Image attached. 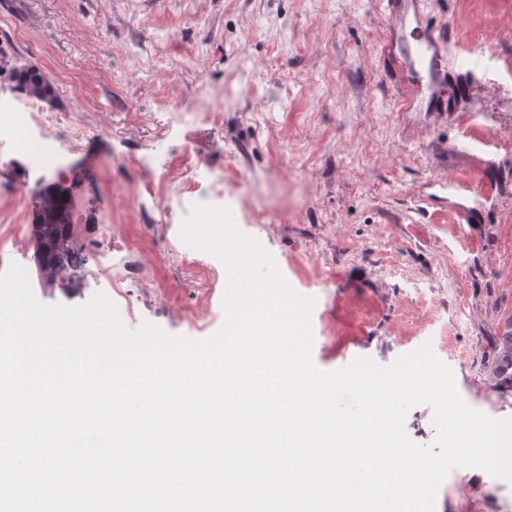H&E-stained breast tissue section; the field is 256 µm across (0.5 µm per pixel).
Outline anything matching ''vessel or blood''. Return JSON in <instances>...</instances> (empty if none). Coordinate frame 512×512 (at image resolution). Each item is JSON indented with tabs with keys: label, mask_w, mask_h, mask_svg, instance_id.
Segmentation results:
<instances>
[{
	"label": "vessel or blood",
	"mask_w": 512,
	"mask_h": 512,
	"mask_svg": "<svg viewBox=\"0 0 512 512\" xmlns=\"http://www.w3.org/2000/svg\"><path fill=\"white\" fill-rule=\"evenodd\" d=\"M388 25L384 63L404 90V109L453 112L468 87L448 65L444 30L423 17V0H380Z\"/></svg>",
	"instance_id": "obj_1"
}]
</instances>
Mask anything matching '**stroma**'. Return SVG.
Listing matches in <instances>:
<instances>
[{"label": "stroma", "mask_w": 512, "mask_h": 512, "mask_svg": "<svg viewBox=\"0 0 512 512\" xmlns=\"http://www.w3.org/2000/svg\"><path fill=\"white\" fill-rule=\"evenodd\" d=\"M448 59L472 69L461 111L403 112L380 63L387 22L377 0H0V52L54 86L57 131L72 146L33 182L19 140L0 144V240L25 227L37 299L79 305L148 280L123 315L193 340L221 329L224 264L182 265L179 224L144 210L143 158L174 167L196 144V180L224 174V205L298 294L314 298L312 360L324 371L380 366L430 345L471 408L512 418L496 385L495 347L512 333V0H427ZM218 123L171 124L165 101ZM70 198L71 245L85 258L41 287L33 230L44 193ZM109 249L94 253L100 225ZM216 288L194 283L208 272ZM434 512H512V488L454 469Z\"/></svg>", "instance_id": "stroma-1"}]
</instances>
